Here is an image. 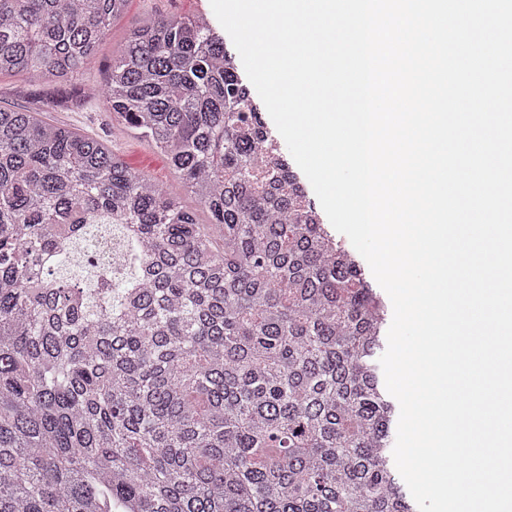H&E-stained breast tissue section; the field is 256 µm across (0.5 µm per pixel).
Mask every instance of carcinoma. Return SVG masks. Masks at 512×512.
Returning a JSON list of instances; mask_svg holds the SVG:
<instances>
[{
  "label": "carcinoma",
  "mask_w": 512,
  "mask_h": 512,
  "mask_svg": "<svg viewBox=\"0 0 512 512\" xmlns=\"http://www.w3.org/2000/svg\"><path fill=\"white\" fill-rule=\"evenodd\" d=\"M127 2L0 0V75L79 91ZM104 105L209 223L104 142L0 105V512H416L390 454L386 305L224 38L145 20ZM108 213L134 247L121 291L70 259ZM288 160L290 162V164L292 165L293 169L298 173L301 181L303 182V184L305 185L307 191H308V194H309V197L314 201L317 209L322 213L323 217H324V220H325V224H328V226L330 227V229L333 231L334 234H336L339 238L343 239V241L350 247H352L358 254L359 252L353 247L352 243L350 242V240L343 234L339 233L338 231H336L333 226L331 225V223L329 222L310 182L308 181V179L306 178V176L303 174V172L300 170V168L297 166L296 162L294 161L293 157L291 156L290 152L288 151ZM362 262H363V265L365 267V271L367 273V276H368V279L370 280V282L372 283L373 287L376 288L381 294L382 296L384 297V299L386 300L387 304H388V308H389V317H388V322H387V326H386V344H385V348L382 352V355L384 354V352L386 351V348H387V333H388V330H389V327L391 325V322H392V318H393V307H392V302L388 296V294L384 291V289L377 283V281L375 280L372 272H371V269L367 263V261L359 254ZM381 355V356H382Z\"/></svg>",
  "instance_id": "1"
}]
</instances>
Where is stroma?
Instances as JSON below:
<instances>
[{
    "instance_id": "35a3bbf8",
    "label": "stroma",
    "mask_w": 512,
    "mask_h": 512,
    "mask_svg": "<svg viewBox=\"0 0 512 512\" xmlns=\"http://www.w3.org/2000/svg\"><path fill=\"white\" fill-rule=\"evenodd\" d=\"M210 0H129L124 14L112 25L108 36L99 45L81 78V86L88 98L81 107L68 106L56 112L44 114L46 121L67 126L83 135L102 140L117 152L134 170L140 171L168 191L182 193L188 207L194 208L199 222H207L208 215L198 209L192 195L183 194L182 186L169 169L166 161L149 144L131 133L102 105L101 92L106 83L112 56L118 52L129 30L144 20L170 14L185 16L212 15ZM69 87L33 83L19 76L0 77V105L38 111L42 98L49 95L68 96Z\"/></svg>"
}]
</instances>
